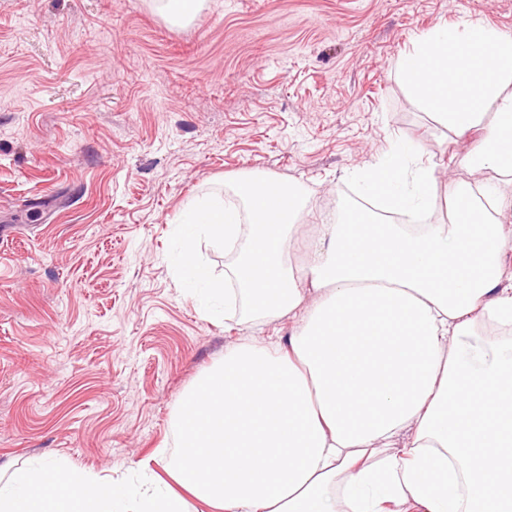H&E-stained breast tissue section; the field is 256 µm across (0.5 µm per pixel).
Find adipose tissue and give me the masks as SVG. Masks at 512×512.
Returning <instances> with one entry per match:
<instances>
[{
    "label": "adipose tissue",
    "instance_id": "1",
    "mask_svg": "<svg viewBox=\"0 0 512 512\" xmlns=\"http://www.w3.org/2000/svg\"><path fill=\"white\" fill-rule=\"evenodd\" d=\"M401 76L467 146L475 172L512 173V33L439 25ZM496 106L494 121L484 107ZM420 143L355 168L369 213L341 203L305 240L303 192L238 184L242 206L203 199L181 218L180 264L208 308L240 321L295 317L287 343L245 341L185 393L169 482L124 484L42 460L0 478V512H512V202L457 184L441 224H396L437 206ZM232 262L214 280L199 238Z\"/></svg>",
    "mask_w": 512,
    "mask_h": 512
}]
</instances>
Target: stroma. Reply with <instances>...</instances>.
Here are the masks:
<instances>
[{"label": "stroma", "instance_id": "stroma-1", "mask_svg": "<svg viewBox=\"0 0 512 512\" xmlns=\"http://www.w3.org/2000/svg\"><path fill=\"white\" fill-rule=\"evenodd\" d=\"M512 33V0H0V472L35 459L136 486L176 450L190 386L295 322L205 315L177 225L243 173L307 190L304 224L361 201L348 174L419 141L448 190L475 178L397 69L433 27ZM148 462L141 470L140 462Z\"/></svg>", "mask_w": 512, "mask_h": 512}]
</instances>
